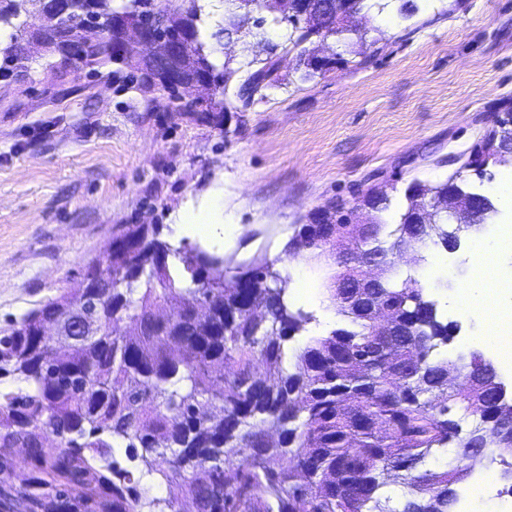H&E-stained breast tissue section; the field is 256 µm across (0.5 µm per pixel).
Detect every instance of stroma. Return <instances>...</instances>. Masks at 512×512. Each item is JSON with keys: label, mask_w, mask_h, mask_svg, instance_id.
<instances>
[{"label": "stroma", "mask_w": 512, "mask_h": 512, "mask_svg": "<svg viewBox=\"0 0 512 512\" xmlns=\"http://www.w3.org/2000/svg\"><path fill=\"white\" fill-rule=\"evenodd\" d=\"M363 45L329 39L336 66L306 76L296 53L281 81L243 103L228 88V124L167 111L153 92L118 74L31 50L22 69L0 78V334L61 294L78 295L89 268L121 224L170 226L185 208L223 209L235 225L203 240L210 252L243 261L264 254L301 274L307 295L287 290L314 316L286 342L296 355L312 339L349 327L329 314L335 252L286 254L296 225L331 202L384 188L404 210L412 180L460 175L485 192L500 182L461 171L473 147L512 111V0H368ZM285 27L266 23L216 46L240 70L256 69ZM414 275L460 335L485 332L479 314L463 322L457 289L435 286L431 262L406 254L396 279Z\"/></svg>", "instance_id": "stroma-1"}]
</instances>
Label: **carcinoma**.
<instances>
[{
	"label": "carcinoma",
	"instance_id": "1",
	"mask_svg": "<svg viewBox=\"0 0 512 512\" xmlns=\"http://www.w3.org/2000/svg\"><path fill=\"white\" fill-rule=\"evenodd\" d=\"M29 3L0 0V26L11 29L9 44L0 48L3 77L21 62L27 29L21 16ZM292 9V0H240L210 38L232 34L240 18L257 13L260 24L286 27L285 48L299 51L306 75L329 70L336 59L320 67L305 55L306 45L323 35ZM340 10L334 34L363 43L345 23L347 4ZM115 11L106 20L110 29L148 18L192 31L193 73L211 76L216 93L187 109L174 105L172 89L163 90L169 111L209 122L226 110L220 96L238 70L232 58L217 64L206 53L200 0H181L170 12L160 0H124ZM50 40L54 51L100 62L71 41ZM105 60L119 72L136 66L117 44ZM279 82L277 61L267 57L246 73L238 95L249 101ZM424 190L446 194L448 182L412 181L407 206L393 222L383 215L388 198H380L370 213L378 224L368 236L355 224H331L326 236L302 226L289 240L294 252L352 240L385 264V278L364 293L396 323L391 335L378 332L370 304H358L354 289L343 287L361 274L349 266L336 276L333 297L352 328L311 341L292 372L283 367L284 342L312 315L290 309L285 289L275 287L283 278L273 261L256 255L236 263L197 244L175 247L161 238L160 224L123 232L87 275L96 335L78 347L48 336L66 314L69 296L62 294L0 336V377L25 383L18 391L0 390V512H182L185 499L196 512H394L382 493L388 480L410 490L402 512H453L452 485L462 479L465 460L490 454L512 479V446L498 434V424L512 417V400L495 398L503 386L495 366L477 351L465 363L441 353L457 325L438 316L420 280L394 281L399 249H448L444 212L411 237L406 221ZM172 255L181 266L171 265ZM168 303L170 320L156 313ZM259 361L265 374L255 381ZM466 418L472 419L467 430ZM271 428L280 431L275 443L267 440ZM40 431L64 435L54 455L44 454ZM115 443L125 445L129 460L154 458L168 497L148 496L115 458ZM18 445L28 449L35 470L24 486L12 479ZM449 448L456 466L422 469ZM287 455L294 464L286 468L280 461ZM71 485L81 488L77 501L66 494Z\"/></svg>",
	"mask_w": 512,
	"mask_h": 512
}]
</instances>
